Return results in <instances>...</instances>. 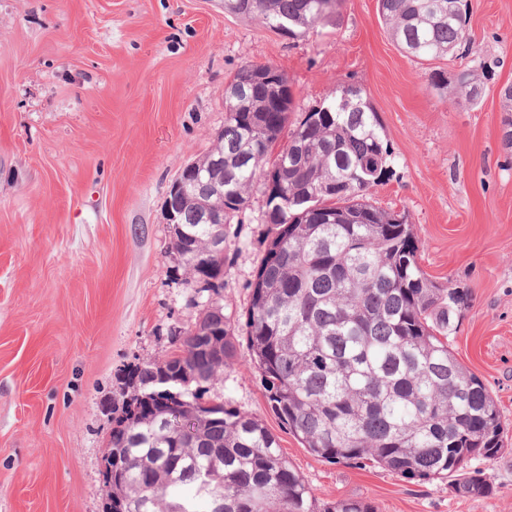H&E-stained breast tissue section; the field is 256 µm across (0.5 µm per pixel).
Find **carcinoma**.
Masks as SVG:
<instances>
[{
    "label": "carcinoma",
    "instance_id": "cac0c4a2",
    "mask_svg": "<svg viewBox=\"0 0 512 512\" xmlns=\"http://www.w3.org/2000/svg\"><path fill=\"white\" fill-rule=\"evenodd\" d=\"M340 0H224V10L259 20L290 39L336 12ZM392 41L412 60L448 56L467 37L465 0H378ZM475 103L477 75L456 79ZM502 144L512 149V85L502 93ZM293 93L284 72L246 62L224 89V128L207 156L224 161L227 225L249 191L273 178L260 265L250 282L242 331L271 411L308 452L330 463L371 464L408 480L456 477L467 497L493 492L469 472L502 450L497 402L449 343L470 302L465 288H442L421 269L420 241L405 214L366 198L391 174L390 144L362 87L336 94L288 126ZM181 215L192 282L218 276L226 256L211 251L217 222L200 205L216 201L207 173L188 183ZM237 357L236 326L200 310L167 358L129 366L113 409L112 501L125 512H379L363 499L319 502L257 417L210 399L207 384ZM176 368L182 399L161 394Z\"/></svg>",
    "mask_w": 512,
    "mask_h": 512
}]
</instances>
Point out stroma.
Segmentation results:
<instances>
[{"label": "stroma", "instance_id": "35a3bbf8", "mask_svg": "<svg viewBox=\"0 0 512 512\" xmlns=\"http://www.w3.org/2000/svg\"><path fill=\"white\" fill-rule=\"evenodd\" d=\"M470 42L410 60L377 0H341L290 40L224 0H0V512H103L101 459L127 366L162 360L171 329L217 297L241 318L263 253L266 199L252 189L228 226L224 286L193 288L170 249L165 206L184 166L224 127V88L247 61L284 72L295 113L342 83L367 93L392 151L372 203L406 212L420 265L469 289L450 338L504 424L485 497L450 479L409 481L311 455L271 412L247 342L211 395L252 414L321 500L380 512H512V0H469ZM480 80L477 103L440 95L434 73Z\"/></svg>", "mask_w": 512, "mask_h": 512}]
</instances>
